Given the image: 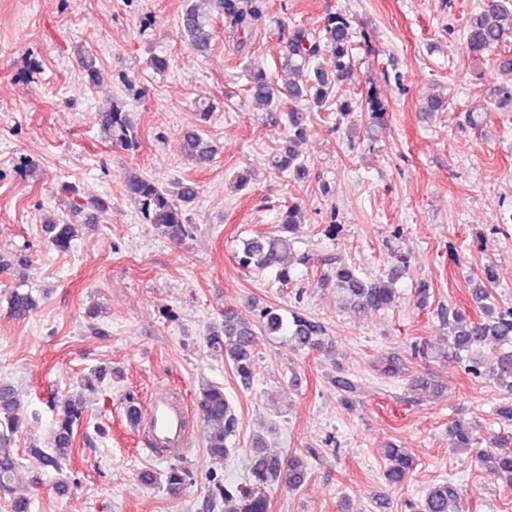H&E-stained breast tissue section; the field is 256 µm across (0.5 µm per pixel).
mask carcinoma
<instances>
[{
  "mask_svg": "<svg viewBox=\"0 0 512 512\" xmlns=\"http://www.w3.org/2000/svg\"><path fill=\"white\" fill-rule=\"evenodd\" d=\"M216 8L224 15L229 26L239 30L251 27L261 19L266 10L264 0H216ZM509 20L512 28V0H488L486 6L475 14L465 34L466 48L471 53H484L500 46L505 40ZM208 19L200 13L195 0H185L179 17V30L187 47L205 51L208 47L206 27ZM353 28L346 15L334 13L327 17L323 29L316 32L306 28L288 31L287 51L277 71L285 74L282 84L272 82L264 72H253L247 78V93L254 101L271 106L275 97L284 92L294 103L308 101L315 107L325 105L353 68ZM97 57L86 51L81 66L86 85L101 89L96 67ZM307 114L291 107L285 113L288 141L276 154L274 166L279 170L305 173V165L296 146L306 135ZM98 122L113 144L134 151L139 147L138 132L129 119L123 104L111 101L108 109L98 113ZM185 152L200 166L209 165L216 154L213 144L199 129H191L184 136ZM127 194L138 205L145 221L172 241L185 237L189 232L187 207L197 197L199 190L192 181L178 182L168 189L154 180L130 173L125 177ZM59 192L71 198L69 218L43 221L42 231L48 241L59 250H67L79 236L83 224H95L107 211L101 199H83L80 190L71 183H63ZM298 206L287 207L281 216L280 229L266 236L243 242L237 252L238 264L243 268L267 270L276 279L288 284L292 273L286 260L292 253L298 231L296 220ZM324 264L335 266L325 273L321 284L333 283L339 293L359 310H386L396 303L397 288L392 275L364 277L356 269L335 265V258L324 259ZM495 283L492 267L482 270V277L474 282L472 295L479 303L482 317L475 319L460 309H450L447 315L448 349L434 351L426 344L414 346L413 354L423 360L437 357L466 360L470 369L482 374L499 389L512 395V307L503 308L491 301L487 285ZM8 304L12 314L25 318L38 308V300L29 290L26 281L20 280L10 289ZM288 337L294 351L322 350L329 343L325 326L312 317L295 311L286 317L276 308H266L256 318L248 319L237 309L224 308V319L207 328L205 342L213 352L224 357L241 382L249 384L255 374V350L260 333ZM491 355L489 359L478 357ZM340 400L346 405L360 401L361 384L358 378L345 370L336 371L331 378ZM196 405L204 425L206 448L212 459L222 462L231 453V439L235 437L237 418L224 388L210 384L196 397ZM51 406L60 407L53 423L48 446L30 445L45 468L60 471L62 464L71 458L75 429L85 413V402L80 398L52 399ZM22 402L18 390L11 384L0 382V490L6 491L15 479L18 455L14 448L15 436L23 421L20 416ZM452 448L470 451L476 444L471 427L454 421L449 427ZM320 458V451L308 448L301 453L291 451L285 455L267 451L262 440L254 443L252 465L241 485L214 483L208 495L210 509L219 502L238 499L236 512H269L266 490L274 484L290 488L300 487L310 473V461ZM479 463H492L503 475L506 485L512 487V454L496 455L478 451ZM388 466L384 478L388 485H402L415 466L414 458L405 450H387ZM413 512H461L460 496L446 482L437 484L421 500L410 505Z\"/></svg>",
  "mask_w": 512,
  "mask_h": 512,
  "instance_id": "1",
  "label": "carcinoma"
}]
</instances>
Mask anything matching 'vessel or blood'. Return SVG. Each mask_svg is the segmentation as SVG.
<instances>
[{
    "label": "vessel or blood",
    "mask_w": 512,
    "mask_h": 512,
    "mask_svg": "<svg viewBox=\"0 0 512 512\" xmlns=\"http://www.w3.org/2000/svg\"><path fill=\"white\" fill-rule=\"evenodd\" d=\"M145 427L152 446L178 447L188 438L187 408L181 395L164 391L150 398Z\"/></svg>",
    "instance_id": "b4317fda"
}]
</instances>
